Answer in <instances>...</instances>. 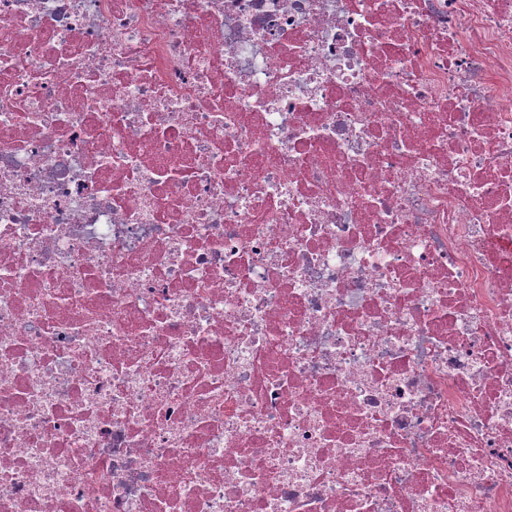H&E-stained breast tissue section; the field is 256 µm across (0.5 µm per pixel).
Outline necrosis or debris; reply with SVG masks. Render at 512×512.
<instances>
[{
  "label": "necrosis or debris",
  "mask_w": 512,
  "mask_h": 512,
  "mask_svg": "<svg viewBox=\"0 0 512 512\" xmlns=\"http://www.w3.org/2000/svg\"><path fill=\"white\" fill-rule=\"evenodd\" d=\"M0 512H512V0H0Z\"/></svg>",
  "instance_id": "obj_1"
}]
</instances>
